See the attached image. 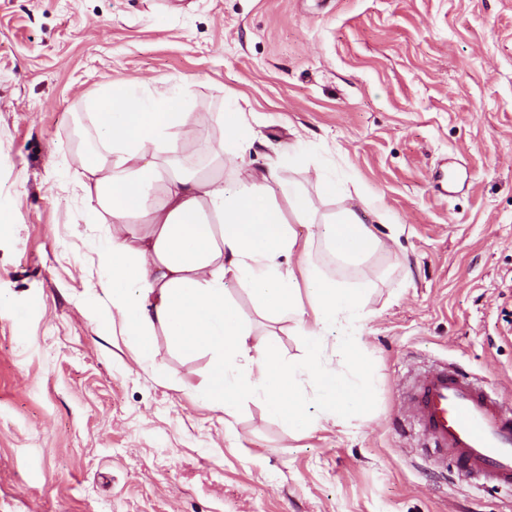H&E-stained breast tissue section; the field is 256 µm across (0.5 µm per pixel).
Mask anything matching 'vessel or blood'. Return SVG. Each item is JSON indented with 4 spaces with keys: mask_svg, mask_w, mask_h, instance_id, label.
<instances>
[{
    "mask_svg": "<svg viewBox=\"0 0 512 512\" xmlns=\"http://www.w3.org/2000/svg\"><path fill=\"white\" fill-rule=\"evenodd\" d=\"M404 402L421 451L491 487H512V400L458 365L417 377Z\"/></svg>",
    "mask_w": 512,
    "mask_h": 512,
    "instance_id": "b4317fda",
    "label": "vessel or blood"
}]
</instances>
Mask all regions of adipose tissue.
Instances as JSON below:
<instances>
[{
    "instance_id": "obj_1",
    "label": "adipose tissue",
    "mask_w": 512,
    "mask_h": 512,
    "mask_svg": "<svg viewBox=\"0 0 512 512\" xmlns=\"http://www.w3.org/2000/svg\"><path fill=\"white\" fill-rule=\"evenodd\" d=\"M132 81L108 87L93 103L99 147L83 160L85 193L119 230L98 247L105 292L121 333L149 365L155 328L172 345L212 356L199 390L202 400L234 413L245 395H259L268 415L293 431L315 421L301 394L311 385L322 417L336 423L370 414V381L356 333L367 316L369 286H343L300 252L293 223L322 224L327 251L337 264L357 266L384 249L359 213L342 207L318 218L313 201L280 180L276 168L258 173L244 157L255 142L239 113L227 115L228 161L233 183L190 171L165 159L178 152V136L192 138L194 116L182 107L180 86L143 96ZM287 200L286 222L276 204ZM147 216L144 229H131ZM250 288L268 317L294 322L307 353L284 361L277 344L255 341L227 281ZM334 336L353 370L327 366L322 348Z\"/></svg>"
}]
</instances>
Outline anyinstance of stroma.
<instances>
[{"label": "stroma", "instance_id": "1", "mask_svg": "<svg viewBox=\"0 0 512 512\" xmlns=\"http://www.w3.org/2000/svg\"><path fill=\"white\" fill-rule=\"evenodd\" d=\"M174 84L212 168L223 115L256 137L314 201L335 167L349 206L386 247L314 261L371 284L357 331L371 415L293 432L247 396L234 414L198 397L211 359L156 332L152 366L110 324L95 245L112 231L78 185L71 123L110 84ZM377 208L363 211L362 203ZM0 512H512L423 456L397 415L406 376L463 365L512 399V0H0ZM228 296L283 360L306 353L293 323Z\"/></svg>", "mask_w": 512, "mask_h": 512}]
</instances>
